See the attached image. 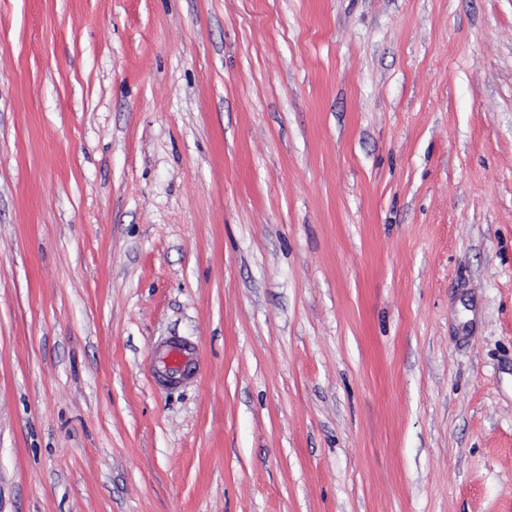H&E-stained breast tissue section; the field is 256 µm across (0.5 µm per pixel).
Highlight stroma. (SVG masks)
Here are the masks:
<instances>
[{
  "instance_id": "35a3bbf8",
  "label": "stroma",
  "mask_w": 512,
  "mask_h": 512,
  "mask_svg": "<svg viewBox=\"0 0 512 512\" xmlns=\"http://www.w3.org/2000/svg\"><path fill=\"white\" fill-rule=\"evenodd\" d=\"M0 512H512V0H0Z\"/></svg>"
}]
</instances>
